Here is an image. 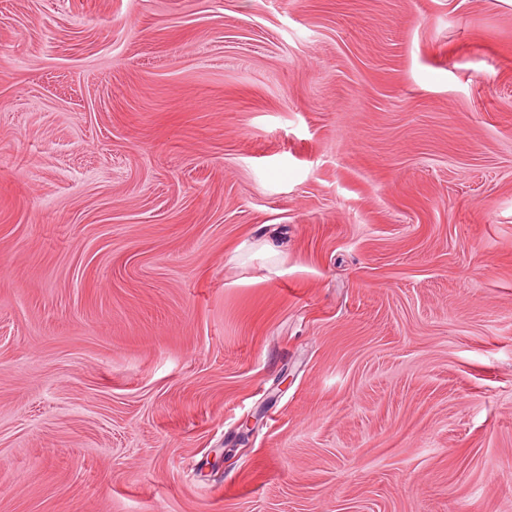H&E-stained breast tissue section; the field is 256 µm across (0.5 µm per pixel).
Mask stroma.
I'll return each instance as SVG.
<instances>
[{
  "instance_id": "1",
  "label": "stroma",
  "mask_w": 512,
  "mask_h": 512,
  "mask_svg": "<svg viewBox=\"0 0 512 512\" xmlns=\"http://www.w3.org/2000/svg\"><path fill=\"white\" fill-rule=\"evenodd\" d=\"M0 512H512V0H0Z\"/></svg>"
}]
</instances>
